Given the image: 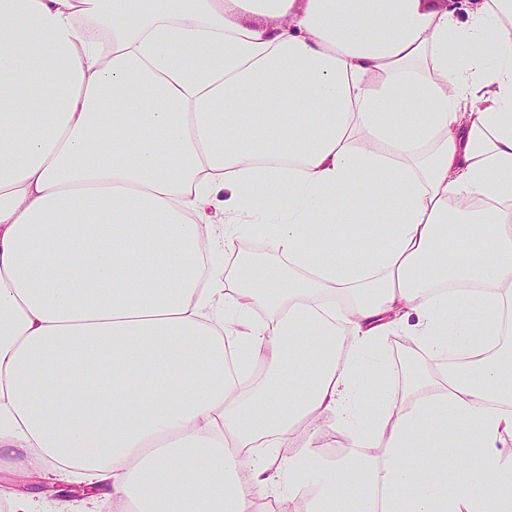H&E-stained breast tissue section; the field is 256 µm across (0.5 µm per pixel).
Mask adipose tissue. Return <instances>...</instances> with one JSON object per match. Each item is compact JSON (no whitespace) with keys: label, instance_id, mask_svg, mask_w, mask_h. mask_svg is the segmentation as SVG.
I'll use <instances>...</instances> for the list:
<instances>
[{"label":"adipose tissue","instance_id":"adipose-tissue-1","mask_svg":"<svg viewBox=\"0 0 512 512\" xmlns=\"http://www.w3.org/2000/svg\"><path fill=\"white\" fill-rule=\"evenodd\" d=\"M506 312L512 0H0V454L112 512H512ZM236 250L239 255H252L260 265L256 269V274L263 277L265 274V266L272 264V258L269 255L265 242L258 237L253 236L248 232L242 235L235 241Z\"/></svg>","mask_w":512,"mask_h":512}]
</instances>
